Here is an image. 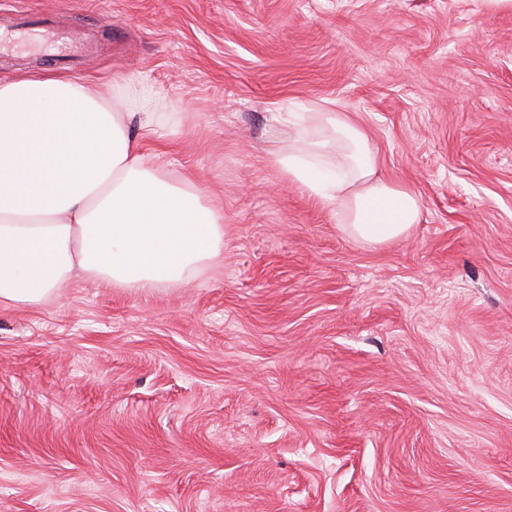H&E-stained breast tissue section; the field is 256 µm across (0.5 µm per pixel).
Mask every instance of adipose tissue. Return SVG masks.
Listing matches in <instances>:
<instances>
[{
    "label": "adipose tissue",
    "instance_id": "obj_1",
    "mask_svg": "<svg viewBox=\"0 0 512 512\" xmlns=\"http://www.w3.org/2000/svg\"><path fill=\"white\" fill-rule=\"evenodd\" d=\"M272 120L292 133L273 164L349 237L386 244L419 223L418 196L382 177L350 113L311 102ZM162 124L156 104L117 84L107 101L80 78L0 80V305L90 280L179 285L221 255L220 215L144 149Z\"/></svg>",
    "mask_w": 512,
    "mask_h": 512
}]
</instances>
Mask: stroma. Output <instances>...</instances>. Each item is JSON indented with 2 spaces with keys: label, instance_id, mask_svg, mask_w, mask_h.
Instances as JSON below:
<instances>
[{
  "label": "stroma",
  "instance_id": "35a3bbf8",
  "mask_svg": "<svg viewBox=\"0 0 512 512\" xmlns=\"http://www.w3.org/2000/svg\"><path fill=\"white\" fill-rule=\"evenodd\" d=\"M71 76L153 92L223 218L185 286L0 306V512H512V9L474 0H0ZM0 47V78L58 74ZM333 101L422 218L350 239L270 162Z\"/></svg>",
  "mask_w": 512,
  "mask_h": 512
}]
</instances>
